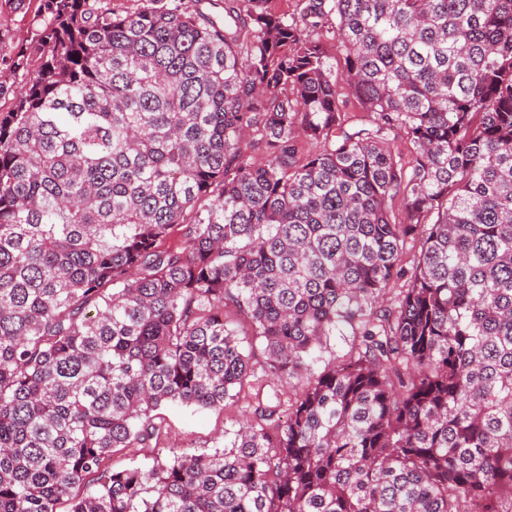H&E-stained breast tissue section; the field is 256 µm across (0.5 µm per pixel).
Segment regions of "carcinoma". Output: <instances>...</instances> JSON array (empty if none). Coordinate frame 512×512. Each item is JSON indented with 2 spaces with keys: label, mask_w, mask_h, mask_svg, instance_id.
Here are the masks:
<instances>
[{
  "label": "carcinoma",
  "mask_w": 512,
  "mask_h": 512,
  "mask_svg": "<svg viewBox=\"0 0 512 512\" xmlns=\"http://www.w3.org/2000/svg\"><path fill=\"white\" fill-rule=\"evenodd\" d=\"M137 2L43 0L0 84V512H512V0ZM229 307L286 419L100 475L238 397ZM358 340L350 327L345 328L341 335L328 337L321 352L317 353L320 356V361L316 367L323 368L327 364H339L349 356L352 349L357 347Z\"/></svg>",
  "instance_id": "obj_1"
}]
</instances>
